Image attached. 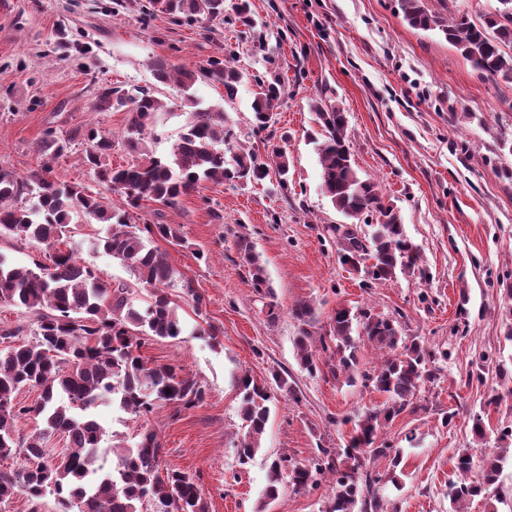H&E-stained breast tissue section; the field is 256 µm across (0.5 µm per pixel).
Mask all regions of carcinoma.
<instances>
[{
	"mask_svg": "<svg viewBox=\"0 0 512 512\" xmlns=\"http://www.w3.org/2000/svg\"><path fill=\"white\" fill-rule=\"evenodd\" d=\"M500 8L476 24L466 13L446 20L430 11L425 0H399L407 23L416 29L437 30L483 77L512 83V54L502 50L512 44V0H499ZM155 13L175 20L224 19V0H150ZM160 82L171 79L181 91V107L189 118L171 152L157 156L147 145V135L165 111L150 91L120 86H101L93 108L99 112L124 110L128 124L125 146L135 156L132 163L112 168L107 163L112 136L92 126L87 129L84 162L101 181L122 194L129 210L116 212L98 197L75 186L48 180L40 172L21 178L0 171V237L24 241L39 247L47 262L36 260L31 267H18L0 254V305L15 306L36 315L38 330L30 342H13L16 333H0V460L22 448L30 461L19 473L0 470V503L24 494L34 504L52 496L59 512H208V504L195 479L174 469L160 472L165 448L157 432L147 430L139 440L117 454V462L106 469L99 461L115 448L102 446L105 429L92 412L103 401L138 416L158 408L173 409V416L194 408L205 399L196 379L169 364L147 365L142 348L150 338H175L182 328L178 304L168 289L182 274L169 253L149 246L160 238L172 246H184L176 224H137L130 211L150 201L175 210L183 197L200 192L206 183L258 182L269 166L275 165L282 186H287L288 162L281 148L272 146L262 161L252 150L239 149L226 156L223 146L234 137L224 113L203 107L193 88L201 79L224 85L225 97L232 99L244 77L226 59H214L206 69H169L164 60L153 63ZM260 88L252 102L253 124L259 129L274 122L284 94L281 81L254 76ZM321 141L317 151L321 164L323 194L346 219L345 224L328 226L340 240L338 261L373 283H383L397 273H415L419 251L405 234L399 211L384 203L377 185L359 177L352 160L343 109L315 107ZM66 140L49 132L37 150L58 157ZM80 211L104 225L97 246L112 254L143 284L152 287L150 301L143 309L128 302L129 286L109 283L96 271L79 262L74 251L58 248L68 232L73 213ZM376 215L377 223L364 233L360 221ZM239 264L243 266L257 294L271 295L268 274L254 243L237 240ZM374 260L366 273L365 261ZM291 315L300 325L296 341L299 366L315 376L327 367L332 377L342 376L353 386L360 382L386 396L380 410H366L354 423L346 448L336 453L345 465L324 462L299 463L280 456L268 464L265 512L283 479L300 491L316 484V476L327 470L332 475L331 493L324 512H382L379 484L398 483L397 469L402 449L379 442L382 425L413 405L419 387L440 375V359L448 352L435 353L424 342L407 340L400 322L375 314L369 308L355 311L341 306L331 318L329 333L313 336L315 305L297 303ZM369 345L385 353L370 369L360 367L358 352ZM24 387L39 391L33 407L14 403ZM240 414L245 433L237 439L239 463L248 464L261 448L270 416V404L280 396L294 397L296 389L288 372L275 370L261 384L250 375L238 379ZM42 419V427L28 441L16 438V423L30 414ZM61 435L67 451L49 462L45 442ZM505 447L485 454L473 466L470 450L458 451L457 480L448 485L453 512L494 484L507 459ZM390 459L384 474L370 469L367 459Z\"/></svg>",
	"mask_w": 512,
	"mask_h": 512,
	"instance_id": "obj_1",
	"label": "carcinoma"
}]
</instances>
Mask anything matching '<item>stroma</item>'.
I'll return each mask as SVG.
<instances>
[{"label": "stroma", "instance_id": "1", "mask_svg": "<svg viewBox=\"0 0 512 512\" xmlns=\"http://www.w3.org/2000/svg\"><path fill=\"white\" fill-rule=\"evenodd\" d=\"M255 28L223 20L176 21L152 13L148 0H0V169L20 177L48 170L50 179L79 186L125 208L124 198L100 182L84 162L83 134L98 127L112 136V166L132 161L123 144L128 114L97 112L98 86L144 87L165 102L150 148L169 154L186 122L176 84L158 82L152 63L199 68L232 58L248 79L233 99L224 87L199 81L195 96L222 110L235 142L264 153L281 147L288 159L287 188L277 174L258 183L212 184L185 196L173 212L154 203L137 210L136 223L180 225L185 244L154 239L203 295L195 306L181 285L171 289L184 324L175 339H149V364L182 368L204 386V402L171 418L167 409L143 418L100 405L107 435L133 444L156 431L165 448L162 465L192 476L210 512H257L264 499L267 464L280 455L311 460L318 448H343L351 421L385 398L347 386L330 373L309 376L297 362L299 324L290 309L315 303V334L326 333L336 307L367 306L399 320L406 336L447 351L439 381L425 384L411 408L389 422L381 440L402 449L399 485L381 487L384 512H450L448 481L462 448L492 449L500 428L512 425V393L497 370L512 375V342L505 340L503 309L512 305V85L482 78L438 32L411 28L399 0H250ZM279 73L285 94L275 122L252 123L255 76ZM338 107L348 119L353 158L362 178L378 183L400 211L408 238L418 247L424 276L365 287L338 261L329 231L343 217L321 191V165L312 133L316 106ZM66 139L54 158L36 151L47 132ZM102 226L88 216L69 227L66 245L107 282L125 281L129 301L141 307L148 285L97 248ZM253 241L267 264L278 311L269 320L263 299L238 264V237ZM468 305H461V294ZM468 331L455 332L460 307ZM212 326L214 336L198 334ZM488 356L484 379L471 363ZM285 370L297 398L271 407L261 448L239 466L233 442L243 431L235 377L255 380ZM499 404L488 405L491 395ZM482 413L484 440L472 433ZM330 475L297 492L282 487L267 512H322Z\"/></svg>", "mask_w": 512, "mask_h": 512}]
</instances>
